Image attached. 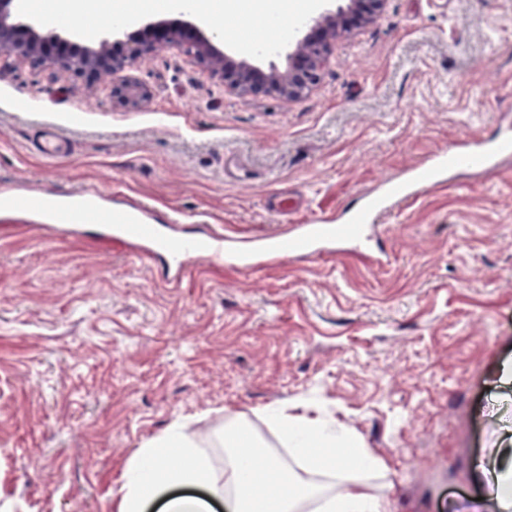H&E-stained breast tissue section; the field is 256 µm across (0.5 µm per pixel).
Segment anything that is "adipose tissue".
I'll list each match as a JSON object with an SVG mask.
<instances>
[{
  "instance_id": "obj_1",
  "label": "adipose tissue",
  "mask_w": 512,
  "mask_h": 512,
  "mask_svg": "<svg viewBox=\"0 0 512 512\" xmlns=\"http://www.w3.org/2000/svg\"><path fill=\"white\" fill-rule=\"evenodd\" d=\"M262 416L300 471L288 469L244 421L234 419L224 428V470L216 472L186 425L176 421L127 465L117 512H148L155 503L161 512H205L210 499L229 503L233 512H299L305 506L311 512H385L384 498L359 479L383 463L354 432L332 420L292 414L284 405L265 408ZM173 451L181 457L175 469L166 463ZM349 455L353 473L345 465ZM477 473L487 489V512H512V436L502 435L496 455L479 462ZM317 474L323 482H314Z\"/></svg>"
}]
</instances>
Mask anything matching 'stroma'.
<instances>
[{
    "mask_svg": "<svg viewBox=\"0 0 512 512\" xmlns=\"http://www.w3.org/2000/svg\"><path fill=\"white\" fill-rule=\"evenodd\" d=\"M234 63L284 66L297 42L257 54L268 29L224 13ZM152 89L113 106L83 79L0 53V189L124 187L230 232L303 221L267 204L277 189L312 212L353 208L462 137L512 123V0H386L339 33L310 91L229 93L180 49L136 62ZM59 125L74 144L30 149ZM389 264L340 255L257 273L199 271L162 286L119 249L19 232L0 238V512H117L123 472L174 419L217 440L244 420L311 403L384 467L367 477L388 512H465L479 460L512 426V163L402 203L385 219ZM33 145L37 153L48 160L56 161L70 153L66 142L62 139L56 126L41 128L33 140Z\"/></svg>",
    "mask_w": 512,
    "mask_h": 512,
    "instance_id": "stroma-1",
    "label": "stroma"
}]
</instances>
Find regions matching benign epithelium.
Returning <instances> with one entry per match:
<instances>
[{
    "mask_svg": "<svg viewBox=\"0 0 512 512\" xmlns=\"http://www.w3.org/2000/svg\"><path fill=\"white\" fill-rule=\"evenodd\" d=\"M330 17L331 13L322 12L310 21L313 34L297 44L296 55L289 57L284 70L272 67L257 78L251 76L252 70L227 62L219 47L220 34L207 35L191 23H149L124 42L104 37L95 48L85 50L47 29L41 21L21 15L16 0H0V50L50 67L68 59H81L84 64L75 68L76 74L91 84L104 73L111 75L112 103L125 110H135L151 97L148 84L130 77L129 68L141 57L169 47L186 51L211 78L234 91L268 94L278 89L295 97L317 84L332 53L335 33L324 24Z\"/></svg>",
    "mask_w": 512,
    "mask_h": 512,
    "instance_id": "7a95c632",
    "label": "benign epithelium"
}]
</instances>
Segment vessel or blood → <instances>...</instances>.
<instances>
[{
    "label": "vessel or blood",
    "mask_w": 512,
    "mask_h": 512,
    "mask_svg": "<svg viewBox=\"0 0 512 512\" xmlns=\"http://www.w3.org/2000/svg\"><path fill=\"white\" fill-rule=\"evenodd\" d=\"M33 145L48 160L70 153L54 126L41 128ZM511 158V129L492 139H466L438 151L399 178L368 190L358 207L344 215L322 214L246 238L226 235L220 224L189 227L183 215L160 212L151 200L140 196L126 195L120 205H109L104 201L105 191L87 183L0 194V228L87 239L104 249L119 247L132 259L153 263L169 288L180 287L187 276L203 269L280 268L347 253L378 267L388 260L381 222L395 205L445 186L453 172L488 175Z\"/></svg>",
    "instance_id": "1"
}]
</instances>
